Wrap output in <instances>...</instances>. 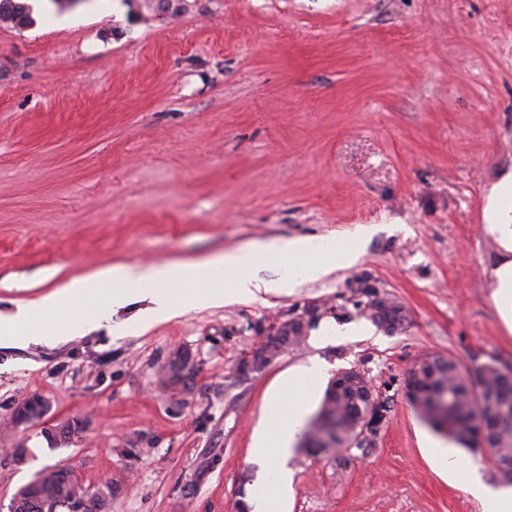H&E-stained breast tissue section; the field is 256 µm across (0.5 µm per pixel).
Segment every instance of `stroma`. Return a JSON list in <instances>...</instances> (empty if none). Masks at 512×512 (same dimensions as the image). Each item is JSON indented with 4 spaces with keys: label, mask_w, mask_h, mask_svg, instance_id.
Listing matches in <instances>:
<instances>
[{
    "label": "stroma",
    "mask_w": 512,
    "mask_h": 512,
    "mask_svg": "<svg viewBox=\"0 0 512 512\" xmlns=\"http://www.w3.org/2000/svg\"><path fill=\"white\" fill-rule=\"evenodd\" d=\"M83 23L0 24V314L107 266L194 263L249 243L379 232L360 263L294 294L140 329L132 303L54 346L0 345V512L49 467L108 512H236L276 378L312 358L367 370L391 411L373 447L300 448L286 512H480L421 448L405 393L424 353L512 362L485 197L512 171V0H89ZM368 274L401 304L364 322ZM317 304L301 348L237 370L277 319ZM188 355V386L164 373ZM41 399L45 417L13 427ZM71 434L52 444L47 428ZM24 443L14 462L8 450ZM368 281L375 288H378L374 283L371 282V280L366 278L365 275H361L354 280V284L358 285V288H353V286H351L350 290L353 296H356L360 299L354 302L355 306L364 304V309L367 307L374 309L377 303L378 292L375 288L367 285ZM373 311L376 312L375 309Z\"/></svg>",
    "instance_id": "35a3bbf8"
}]
</instances>
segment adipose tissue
I'll return each mask as SVG.
<instances>
[{
	"instance_id": "obj_1",
	"label": "adipose tissue",
	"mask_w": 512,
	"mask_h": 512,
	"mask_svg": "<svg viewBox=\"0 0 512 512\" xmlns=\"http://www.w3.org/2000/svg\"><path fill=\"white\" fill-rule=\"evenodd\" d=\"M484 222L506 253L491 271L492 300L501 326L512 334V172L489 190ZM372 233V227L361 225L344 238L247 244L197 263L108 266L0 314V342L54 345L67 336L87 335L107 321L120 334L126 326L112 323V315L134 300L147 303L137 316L147 327L193 309L290 295L356 265ZM325 377L324 362L313 359L290 368L270 393L265 423L249 451L250 459L266 467L265 478L252 486L246 501L249 512H284L293 494L289 462ZM423 446L435 472L458 486L481 512H512V485L488 480L481 464L438 440L425 438Z\"/></svg>"
}]
</instances>
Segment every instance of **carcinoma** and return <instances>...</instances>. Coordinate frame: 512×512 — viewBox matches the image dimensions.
<instances>
[{
    "label": "carcinoma",
    "instance_id": "cac0c4a2",
    "mask_svg": "<svg viewBox=\"0 0 512 512\" xmlns=\"http://www.w3.org/2000/svg\"><path fill=\"white\" fill-rule=\"evenodd\" d=\"M361 275L354 280L351 293L358 297L354 305L375 307L378 292ZM434 368L416 383V393L408 394L414 411L434 431L454 439L467 448H479L478 433L483 423H494L485 436L489 454L497 471L512 483V364L497 359L465 364L450 355L430 356ZM386 419L390 412L388 397L377 396L372 410L358 391L336 393L326 389L319 414L304 431V447L339 452L362 448L361 421L367 413ZM80 486L64 470H47L31 483L19 488V502L12 512H58Z\"/></svg>",
    "mask_w": 512,
    "mask_h": 512
}]
</instances>
